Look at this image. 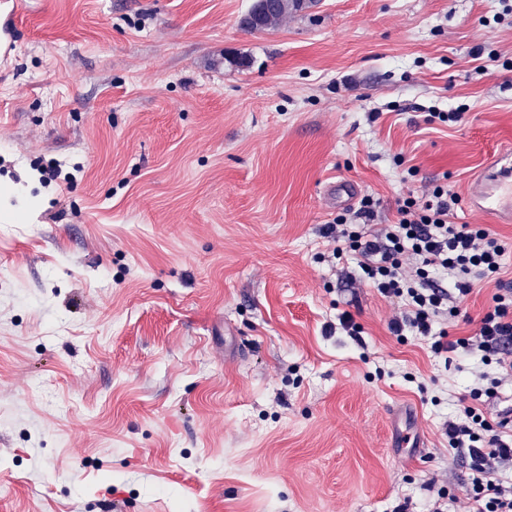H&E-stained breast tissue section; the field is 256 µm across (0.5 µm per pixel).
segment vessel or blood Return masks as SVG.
Returning a JSON list of instances; mask_svg holds the SVG:
<instances>
[{"instance_id": "obj_1", "label": "vessel or blood", "mask_w": 512, "mask_h": 512, "mask_svg": "<svg viewBox=\"0 0 512 512\" xmlns=\"http://www.w3.org/2000/svg\"><path fill=\"white\" fill-rule=\"evenodd\" d=\"M467 205L471 211L512 222V149L502 150L475 176L469 186Z\"/></svg>"}]
</instances>
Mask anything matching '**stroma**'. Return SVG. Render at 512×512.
I'll list each match as a JSON object with an SVG mask.
<instances>
[{"mask_svg": "<svg viewBox=\"0 0 512 512\" xmlns=\"http://www.w3.org/2000/svg\"><path fill=\"white\" fill-rule=\"evenodd\" d=\"M16 0L0 60V512H427L479 358L323 261L327 189L465 194L512 145L498 0ZM248 65H238L239 57ZM469 110L453 127L429 107ZM403 164H396L395 155ZM417 167L409 176L408 167ZM482 283L449 332L473 335ZM349 313L363 332L339 325ZM301 2V0H277L276 6L265 13L258 24L241 26L251 32L272 30L287 18L288 14L301 12L303 10Z\"/></svg>", "mask_w": 512, "mask_h": 512, "instance_id": "obj_1", "label": "stroma"}]
</instances>
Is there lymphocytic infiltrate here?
I'll return each mask as SVG.
<instances>
[{
    "label": "lymphocytic infiltrate",
    "instance_id": "obj_1",
    "mask_svg": "<svg viewBox=\"0 0 512 512\" xmlns=\"http://www.w3.org/2000/svg\"><path fill=\"white\" fill-rule=\"evenodd\" d=\"M459 195L445 183L422 192L408 191L398 202L393 223H377V200L363 196L352 210L337 214L321 233L333 243L330 257L352 256L355 279L397 302L389 323L393 335L412 330L433 336V353L464 351L485 365L469 405L448 418V448L469 470L465 499L449 496L447 508L430 512H512V485L502 483V468L512 464V407L487 418L484 401L498 398L512 382V281L502 278L512 243L484 224L454 220ZM492 282L496 291L474 335L450 338L447 326L460 314L459 302L478 284Z\"/></svg>",
    "mask_w": 512,
    "mask_h": 512
}]
</instances>
